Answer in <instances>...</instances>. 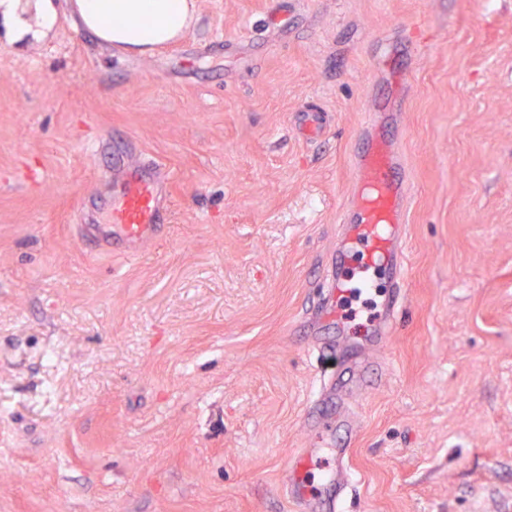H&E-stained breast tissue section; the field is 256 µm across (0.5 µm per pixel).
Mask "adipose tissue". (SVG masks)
I'll list each match as a JSON object with an SVG mask.
<instances>
[{
    "label": "adipose tissue",
    "instance_id": "adipose-tissue-1",
    "mask_svg": "<svg viewBox=\"0 0 512 512\" xmlns=\"http://www.w3.org/2000/svg\"><path fill=\"white\" fill-rule=\"evenodd\" d=\"M84 27L122 52L145 54L182 37L195 18L193 0H75ZM55 0H0V34L21 48L46 39Z\"/></svg>",
    "mask_w": 512,
    "mask_h": 512
}]
</instances>
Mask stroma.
Returning <instances> with one entry per match:
<instances>
[{"label":"stroma","instance_id":"stroma-1","mask_svg":"<svg viewBox=\"0 0 512 512\" xmlns=\"http://www.w3.org/2000/svg\"><path fill=\"white\" fill-rule=\"evenodd\" d=\"M281 3L195 0L140 55L56 0L50 38L0 43V512H291L333 371L307 319L373 95L406 127L408 288L349 404L353 512H512V0ZM105 140L172 175L134 255L79 241L112 205ZM295 125L305 140H317L326 130L325 111L308 105L303 106L297 114Z\"/></svg>","mask_w":512,"mask_h":512}]
</instances>
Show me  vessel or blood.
Instances as JSON below:
<instances>
[{"instance_id": "vessel-or-blood-1", "label": "vessel or blood", "mask_w": 512, "mask_h": 512, "mask_svg": "<svg viewBox=\"0 0 512 512\" xmlns=\"http://www.w3.org/2000/svg\"><path fill=\"white\" fill-rule=\"evenodd\" d=\"M381 106L379 99L368 98L363 131L351 154V201L340 216L336 249L310 326L317 330L341 323L343 300L371 289L376 271L388 272L390 288L376 306L366 341H357L342 331L336 339L316 346L317 351L335 354L340 364L308 403L306 422L324 436L336 429L355 435V421L340 400L369 388L372 368L368 354L387 348L405 300L410 187L396 140L382 122ZM295 125L305 140H317L326 130L325 112L304 106ZM109 172L115 186L112 207L106 219L88 226L86 239L106 252H138L166 229L168 183L154 161H131L117 147L112 150ZM355 260L360 263L357 276L344 277L345 267ZM350 454V446L345 445L333 448L328 458L306 450L288 458L287 469L299 475L288 494L301 512H345L352 486ZM320 468L330 487L323 497L314 493L307 479L312 470Z\"/></svg>"}]
</instances>
